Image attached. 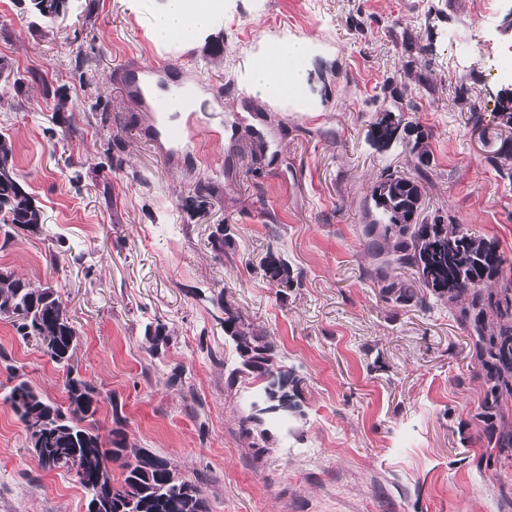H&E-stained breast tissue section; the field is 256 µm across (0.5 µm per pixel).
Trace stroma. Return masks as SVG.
Listing matches in <instances>:
<instances>
[{
    "label": "stroma",
    "instance_id": "35a3bbf8",
    "mask_svg": "<svg viewBox=\"0 0 512 512\" xmlns=\"http://www.w3.org/2000/svg\"><path fill=\"white\" fill-rule=\"evenodd\" d=\"M224 0L191 45L151 36L157 0H69L35 26L29 0H0V134L43 213L0 233V272L53 285L80 333L75 359L105 394L96 419L171 460L210 512H512V462L486 467L471 332L455 305L383 294L363 245L372 185L414 173L412 127L429 134L423 208L496 241L512 282V0ZM310 38L311 110L272 104L244 75L260 38ZM150 85H191L198 145H177L147 112ZM52 95H44V85ZM407 132L381 147L377 118ZM229 225L233 256L210 245ZM299 283L278 288L267 250ZM275 343L299 379L302 413L252 447L240 419L258 380L238 365L225 311ZM170 342L149 351L147 326ZM15 365L49 400L64 373L0 318V512H85L87 493L29 455L3 396Z\"/></svg>",
    "mask_w": 512,
    "mask_h": 512
}]
</instances>
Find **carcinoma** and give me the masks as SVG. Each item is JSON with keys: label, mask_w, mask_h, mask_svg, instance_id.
<instances>
[{"label": "carcinoma", "mask_w": 512, "mask_h": 512, "mask_svg": "<svg viewBox=\"0 0 512 512\" xmlns=\"http://www.w3.org/2000/svg\"><path fill=\"white\" fill-rule=\"evenodd\" d=\"M31 11L45 22L55 19L56 10L67 0H29ZM401 120L386 112L373 126V140L386 145L396 136ZM411 152L416 154L415 174H391V179L371 188V200L379 218L364 225L368 254L375 260L374 273L383 282L382 291L392 293L390 271L410 268L415 281L433 298L450 304L463 302L458 316L474 337V348L484 382L481 404L483 436L498 456L512 459V426L492 422L505 396L512 397V283L494 288L492 283L503 273L505 259L492 240L477 237L462 225L441 214H423L422 201L427 179L425 168L430 155L423 149L424 131L414 129ZM0 217L4 226L37 228L43 224L34 198L17 180L13 170V148L0 135ZM233 240L228 227L211 235L214 252L227 255ZM267 281L278 287L293 286L290 267L281 255L268 250L260 262ZM0 317L11 321L24 339L42 343L43 354L65 373L67 404L58 405L42 394L8 365L9 378L15 380L4 395L25 426L29 452L44 469L71 470L79 458L86 473L81 486L88 496L96 494L99 480L112 484L111 512H209L207 499L196 484L180 477L170 461L128 445L119 427L122 419L113 412L118 427L103 434L97 424L101 393L80 375L75 367L79 334L55 289L36 286L13 274L0 273ZM149 351L156 353L169 342L166 327L146 329ZM224 338L235 345L239 367L231 382L252 377L262 383L251 412L243 420L244 431H256L268 439L265 419L282 418L299 409L298 383L278 360L273 341L263 331L228 309L224 310ZM121 469L115 481L113 467Z\"/></svg>", "instance_id": "1"}]
</instances>
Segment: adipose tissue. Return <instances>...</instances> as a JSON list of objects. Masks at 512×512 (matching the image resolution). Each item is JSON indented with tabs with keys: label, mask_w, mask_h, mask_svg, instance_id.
I'll return each instance as SVG.
<instances>
[{
	"label": "adipose tissue",
	"mask_w": 512,
	"mask_h": 512,
	"mask_svg": "<svg viewBox=\"0 0 512 512\" xmlns=\"http://www.w3.org/2000/svg\"><path fill=\"white\" fill-rule=\"evenodd\" d=\"M224 13V0H161L152 26V38L164 44L193 42L207 34ZM313 40L261 46L246 75L249 87L271 102H293L310 110L301 90L306 81V63Z\"/></svg>",
	"instance_id": "obj_1"
}]
</instances>
